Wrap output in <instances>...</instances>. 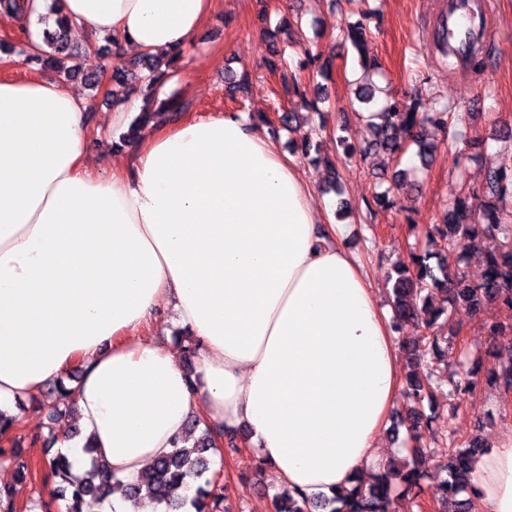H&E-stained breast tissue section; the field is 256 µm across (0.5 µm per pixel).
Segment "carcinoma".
<instances>
[{
    "label": "carcinoma",
    "instance_id": "cac0c4a2",
    "mask_svg": "<svg viewBox=\"0 0 512 512\" xmlns=\"http://www.w3.org/2000/svg\"><path fill=\"white\" fill-rule=\"evenodd\" d=\"M54 31L44 30L45 46L33 48V42H22L9 49L26 64L35 63L45 72L63 73L79 77L86 84L98 88V76L94 68L70 69L65 60L71 56L68 44L69 22L59 16L55 19ZM344 38L352 46L362 49L366 41V28L361 23L348 25L343 29ZM140 69V79L146 82L150 94L161 75L156 73L158 65L148 54L133 63ZM184 107L170 101H161L159 106L146 109L134 121L122 141L132 139L135 125L150 121L173 122L180 117ZM381 122L369 123L370 140L362 148L352 145L344 136L338 137L337 144L346 158H353L368 151L383 152L398 162L410 146L416 147V156L422 166L433 161L436 147L423 138L427 125L446 129L452 123H462L465 116L450 112L448 107L438 103L428 109L422 102L401 103L395 99L386 100L379 110ZM505 196L512 197V163L488 170L481 190L464 189L450 203L443 216V223L431 224L423 230L425 239L432 243L436 237L448 239L457 247L462 258H467L479 249L483 239L508 231L506 241L499 248L483 253L484 272L478 282H471L461 275L454 277L441 266L435 268L429 260L432 253L422 251L411 256L410 263L394 270L392 297V328L398 330L399 322L415 319L425 329L421 341L423 348L413 349L406 383L409 396L420 404L434 398L433 377L443 361L445 351L442 337L434 330L439 318L458 306H465L479 312L491 305L512 308V225L503 223L495 201ZM490 384L499 388L503 397L512 395V362H498L487 372ZM62 383L55 387V408L52 420L59 423L50 427L43 439V445L52 448L63 440L72 438L73 432L61 421L66 412L59 406H70L69 393ZM187 438L193 440L191 447H174L170 453L158 459L143 471L132 483L109 479L103 462L94 461L88 477L79 483L69 480L71 464L68 457L58 451L38 466L29 459L7 455L0 448V456L14 467L19 481L41 479L52 486L51 501L44 503L45 512H52L51 503L65 501V512H83L85 499L106 500L110 494L120 492L127 498H148L165 506L169 512H181L187 506L195 512H224V487L215 477L207 476L217 454L216 437L209 427H200V420L193 417L188 422ZM485 448L473 439L458 443L453 432H448V461L441 469L448 476L436 486V503L439 512H469L473 491L463 480L471 469V463L483 454ZM424 474L417 464L407 463L401 468L391 464L378 467L369 480L359 481L350 492L341 497L326 498L281 489L273 497L275 512H397L399 502L411 490L420 486ZM195 489L191 498L177 494V489Z\"/></svg>",
    "mask_w": 512,
    "mask_h": 512
}]
</instances>
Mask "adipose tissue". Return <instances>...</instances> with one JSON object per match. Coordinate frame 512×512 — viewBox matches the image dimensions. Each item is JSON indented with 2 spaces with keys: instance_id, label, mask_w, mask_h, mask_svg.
Returning <instances> with one entry per match:
<instances>
[{
  "instance_id": "ef3b65f1",
  "label": "adipose tissue",
  "mask_w": 512,
  "mask_h": 512,
  "mask_svg": "<svg viewBox=\"0 0 512 512\" xmlns=\"http://www.w3.org/2000/svg\"><path fill=\"white\" fill-rule=\"evenodd\" d=\"M214 0H55L81 36L159 57L194 42ZM87 102L56 82L0 80V410L80 363L82 435L130 482L189 416L246 427L278 485L351 490L382 456L402 385L389 319L341 225L295 158L241 112L151 125L111 174L86 151ZM173 312L199 341L139 339ZM485 512H512V429L474 464Z\"/></svg>"
}]
</instances>
